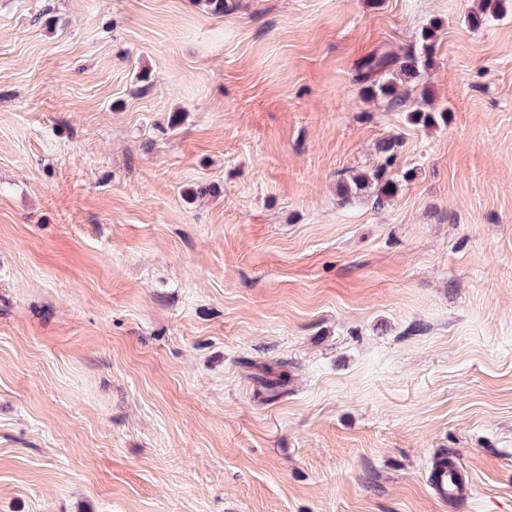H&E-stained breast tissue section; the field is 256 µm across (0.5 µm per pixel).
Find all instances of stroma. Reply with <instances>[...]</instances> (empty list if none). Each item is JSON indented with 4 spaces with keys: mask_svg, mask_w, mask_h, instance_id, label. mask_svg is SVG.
Instances as JSON below:
<instances>
[{
    "mask_svg": "<svg viewBox=\"0 0 512 512\" xmlns=\"http://www.w3.org/2000/svg\"><path fill=\"white\" fill-rule=\"evenodd\" d=\"M227 5L0 0V512H512V14ZM433 31L425 29L422 32L423 49L420 55L406 54L404 57H397L387 52L374 53L368 57L356 74V81L360 83H369L365 91L370 95H381L395 105H402L405 100L401 94H398L397 86L393 81H382V73L389 71H399L400 75L407 78H413L419 75L420 69L429 67L430 57L428 48L431 46L428 41L433 38ZM394 159V154H390L386 157L385 161L377 166L374 173L371 176L357 175L352 178V184L356 189L362 190L368 183L374 186L375 203L381 205V203L397 193L398 184L390 175L389 167L391 166ZM432 489L443 499H459L465 495L466 485L462 472L452 460L440 463L429 476Z\"/></svg>",
    "mask_w": 512,
    "mask_h": 512,
    "instance_id": "obj_1",
    "label": "stroma"
}]
</instances>
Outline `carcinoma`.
<instances>
[{"instance_id":"cac0c4a2","label":"carcinoma","mask_w":512,"mask_h":512,"mask_svg":"<svg viewBox=\"0 0 512 512\" xmlns=\"http://www.w3.org/2000/svg\"><path fill=\"white\" fill-rule=\"evenodd\" d=\"M512 12V0H479L474 12L468 17V22L475 28L484 26L487 22L497 19L508 12ZM433 38V31L427 29L422 32L423 49L420 55L409 53L403 57L393 56L387 52L374 53L368 57L356 74V81L366 84L365 91L371 95H380L388 101L401 105L405 103L402 95L398 94L397 86L393 81H382V73L397 71L399 74L413 78L419 75L420 70L429 67L430 57L428 48L430 40ZM408 120L420 123L424 126L434 125L438 121L446 120V113L436 112L431 109L415 110L409 113ZM394 145L388 144L384 151L388 153L385 161L377 166L374 173L370 176L357 175L352 178V184L357 189H362L366 185L374 186L375 203L381 204L385 199L395 195L398 190V184L390 175L394 155L391 154ZM288 374L282 372L273 380H261L263 387L272 397H278L284 393L286 388Z\"/></svg>"}]
</instances>
